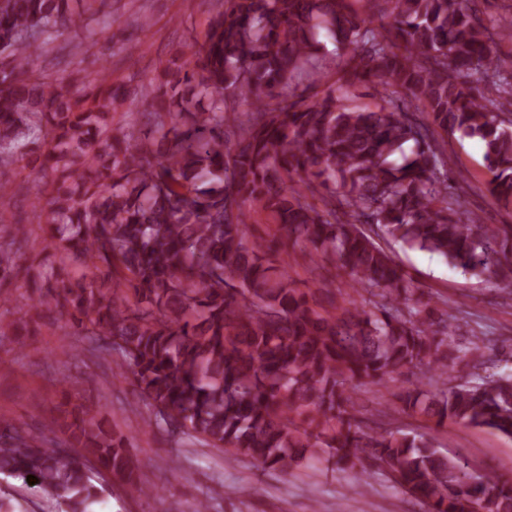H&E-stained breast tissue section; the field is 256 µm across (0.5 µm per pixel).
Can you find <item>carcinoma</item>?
<instances>
[{
  "instance_id": "1",
  "label": "carcinoma",
  "mask_w": 512,
  "mask_h": 512,
  "mask_svg": "<svg viewBox=\"0 0 512 512\" xmlns=\"http://www.w3.org/2000/svg\"><path fill=\"white\" fill-rule=\"evenodd\" d=\"M105 2L0 0V207L19 163L41 182L52 175L34 218L60 264L83 270L31 273L19 263L29 229L17 222L0 234V281L22 279L34 309L99 340V358L117 355L154 409L148 428L285 475L303 460L375 467L426 512H512L511 482L421 435L364 429L356 402L359 385L419 368L422 386L399 394L403 411L512 437V372L482 373L468 357L474 340L448 343V319L379 244L512 287V225L461 221L445 141L480 138L488 192L512 201V81L494 49L512 30L492 31L477 0H366L387 20L378 25L352 0H224L156 84L142 126L114 135L124 85L36 73L42 53L70 56L55 44L66 32L82 31L87 53L98 46ZM379 86L404 97L344 104L350 90ZM322 190L321 205L308 201ZM252 210L320 259L318 288L270 261V239L247 240ZM61 427L78 456L0 421V473L34 476L66 512H87L101 493L89 458L154 493L94 406Z\"/></svg>"
}]
</instances>
